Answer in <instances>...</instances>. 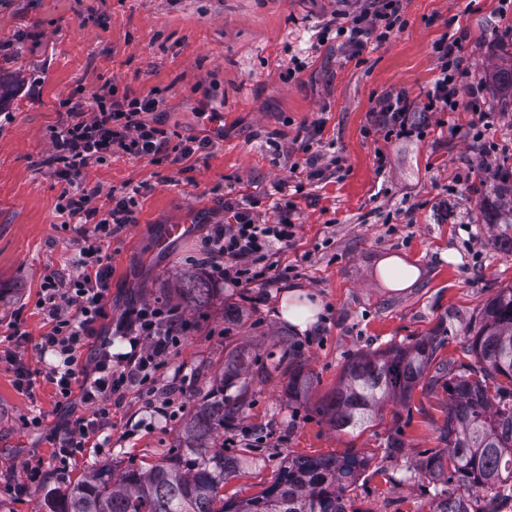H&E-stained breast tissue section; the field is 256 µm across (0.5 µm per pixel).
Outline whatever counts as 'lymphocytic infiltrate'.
I'll use <instances>...</instances> for the list:
<instances>
[{
	"mask_svg": "<svg viewBox=\"0 0 512 512\" xmlns=\"http://www.w3.org/2000/svg\"><path fill=\"white\" fill-rule=\"evenodd\" d=\"M406 21L402 0H373L371 7L343 13L321 28V39L329 35L345 38L353 53L367 46L368 38L385 41L402 31ZM433 51L439 72L426 94L425 111L454 112L460 107L459 93L468 70L463 65L459 40H440ZM160 101L154 96L116 98L113 90L100 89L93 98L69 99L58 126L50 132L51 154L41 164L62 179L64 187L57 209L70 223L79 225L83 244L65 272L47 275L36 307L45 330L37 342L27 332L14 328L11 344L0 355L15 368L16 387L33 394L37 381L51 384L59 405L81 400L90 415L64 421L53 452L59 474H66L70 460L87 449L104 450L111 443L106 430L112 424V406L128 387L140 386L153 394L158 374L167 367L170 354L178 349L189 329L176 308L168 303L146 304L128 309L115 332H107L105 321L112 288V265L103 250L114 235L136 221L138 200L146 184L125 185L111 194V208L100 212L95 200L99 187L73 185L74 177L92 165H102L122 152L137 158L159 160L177 153L186 160L205 154L206 140H188L172 147L171 134L147 115ZM374 116V131L385 138L409 140L423 137V126L411 123L412 105L405 92L383 96ZM274 221L261 219L246 203H225L224 218L208 225L201 239L208 275L231 288L266 287L294 274V266H279L277 257L296 235L294 199L280 196ZM121 336L128 351L112 350L113 336ZM52 361L41 369H30L25 361L27 346Z\"/></svg>",
	"mask_w": 512,
	"mask_h": 512,
	"instance_id": "f902f5d3",
	"label": "lymphocytic infiltrate"
}]
</instances>
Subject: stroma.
Returning <instances> with one entry per match:
<instances>
[{"label": "stroma", "instance_id": "35a3bbf8", "mask_svg": "<svg viewBox=\"0 0 512 512\" xmlns=\"http://www.w3.org/2000/svg\"><path fill=\"white\" fill-rule=\"evenodd\" d=\"M341 0H0V83L9 94L0 104V340L13 327L38 338L44 322L35 308L40 284L64 270L81 238L62 226L57 210L62 182L39 167L51 152L49 131L70 97L100 87L159 98L155 113L172 144L210 140L205 159L192 166L153 162L125 153L94 165L80 177L107 195L126 184L145 183L136 224L113 237L110 315L132 304H179V278L200 254L209 222L222 219V185L233 198L249 199L262 218L280 184H303L296 195V236L279 257L295 277L266 288L241 291L214 285L209 305L187 313L181 346L157 381L160 396L177 390L183 418L168 421L130 387L112 409V446L73 461L67 477L52 464L54 428L86 405H56L51 385L37 382L34 395L14 386V369L0 359V512H37L44 496L65 493L70 483L100 469L128 463L150 465L182 441L186 417L199 396L219 384L224 363L239 352L258 358L268 378L251 387L248 406L223 438L253 465L229 478L225 496L261 493L295 456L359 454L366 458L350 493L354 512H429L424 489L430 478L414 475L415 461L439 449L438 429L448 394L429 396L417 386L409 407L385 403L364 431L336 430L317 411L357 353L406 346L425 336L444 337L439 360L465 361L463 333L485 302L512 286V252L497 247L481 202L490 186L512 182V96L496 73L512 67L501 45L512 41V9L501 0H405L406 28L386 42L368 43L352 57L342 41L321 43L317 33ZM459 39L471 75L456 112H428L425 93L438 73L434 45ZM306 59L295 77L292 57ZM390 91L408 95L413 123L423 140L387 141L370 133L379 99ZM487 112L484 141L468 134L469 104ZM224 115L215 133L207 119ZM321 122V151L341 156L320 180L305 183L298 164L313 122ZM498 144L483 157V142ZM385 167H378V153ZM168 224H190L185 238L159 247ZM400 256L417 266L407 288L392 289L377 265ZM319 300L312 331L298 333L282 319L288 290ZM236 312L226 322L225 309ZM304 363L314 375L305 403L288 396L281 358ZM41 413L33 431L25 417ZM400 434L405 452L387 456L385 442ZM262 440L250 447L249 437ZM44 460L43 480L30 494L11 495L7 484L25 479L23 463Z\"/></svg>", "mask_w": 512, "mask_h": 512}]
</instances>
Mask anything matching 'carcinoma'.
<instances>
[{
    "mask_svg": "<svg viewBox=\"0 0 512 512\" xmlns=\"http://www.w3.org/2000/svg\"><path fill=\"white\" fill-rule=\"evenodd\" d=\"M488 223L498 226L497 241L512 247V184L492 186ZM208 279L192 271L180 278L181 304L206 307ZM442 340L422 338L410 345L357 354L345 366L339 385L318 413L338 430L373 421L391 400L409 405L417 384L448 392L439 428L441 451L422 453L415 470L441 482L430 512H496V500L512 496V287L493 295L463 340L468 363L435 362ZM288 392L304 395L311 384L304 365L288 371ZM224 376L243 379L242 393L263 382L266 370L243 356L224 367ZM246 397L224 399V391L201 396L183 428V443L148 468L130 464L118 472L94 474L45 502L48 512H348L345 494L364 460L356 455L296 457L273 483L249 498H224V481L241 459L224 452L215 433L237 421Z\"/></svg>",
    "mask_w": 512,
    "mask_h": 512,
    "instance_id": "cac0c4a2",
    "label": "carcinoma"
}]
</instances>
